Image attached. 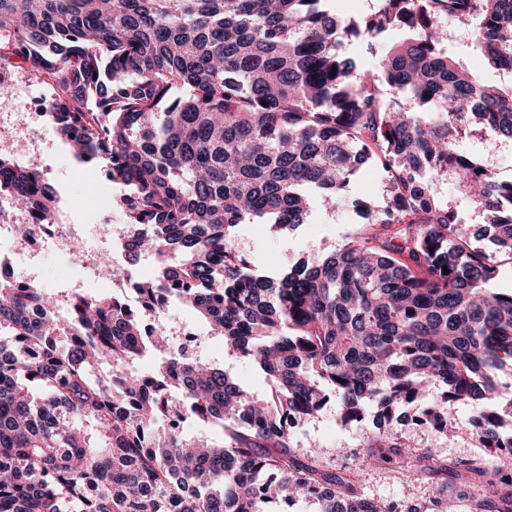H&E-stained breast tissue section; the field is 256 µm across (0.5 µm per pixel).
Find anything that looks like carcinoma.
<instances>
[{
	"mask_svg": "<svg viewBox=\"0 0 512 512\" xmlns=\"http://www.w3.org/2000/svg\"><path fill=\"white\" fill-rule=\"evenodd\" d=\"M324 0H0V67L51 81L47 113L76 158L123 188L130 230L119 270L130 295L66 294L0 282V512H272L302 497L318 512H442L371 502L355 470L336 473L291 432L330 397L365 427L413 407L450 434L448 403L479 407L485 448H511L512 292L489 287L512 259V180L465 154L464 130L512 143V0H376L367 12ZM469 31L460 51L444 20ZM408 37L383 48L388 33ZM356 40L379 68L345 56ZM477 47L508 79L468 73ZM383 171L379 202H355L356 236L320 261L272 276L240 256L235 229L304 223L311 195L346 203L357 170ZM452 179L494 250L441 199ZM0 197L49 221L58 195L38 170L0 156ZM154 261L149 280L135 276ZM447 267L449 273L442 272ZM192 307L269 385L258 396L222 365L171 346L147 318ZM150 357L137 375L128 361ZM343 382L336 381V378ZM433 386L441 396L426 401ZM218 427L206 447L171 404ZM363 455L480 489L468 512H512V459L449 465L415 456L393 429Z\"/></svg>",
	"mask_w": 512,
	"mask_h": 512,
	"instance_id": "cac0c4a2",
	"label": "carcinoma"
}]
</instances>
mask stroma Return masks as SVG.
I'll use <instances>...</instances> for the list:
<instances>
[{"label":"stroma","mask_w":512,"mask_h":512,"mask_svg":"<svg viewBox=\"0 0 512 512\" xmlns=\"http://www.w3.org/2000/svg\"><path fill=\"white\" fill-rule=\"evenodd\" d=\"M0 72L9 80L14 93L13 98L0 100V113L9 115L8 120L0 125L12 132L16 129V115L20 113L22 103L30 97L48 101L52 88L18 65ZM0 155L19 157L24 165L45 172L50 184L63 197L59 213L61 221L92 224L98 215L105 213L111 215L113 223H123L121 210L113 204L121 192L120 186L109 183L104 173L93 172L90 165L77 162L68 145L56 135H49L21 154L16 153L12 143L0 139ZM360 223V216L351 207L328 211L316 205L306 224L292 230L278 232L267 224L239 225L235 245L247 261L269 270H281L302 259H323L353 238ZM37 266L38 285L52 294L66 289L69 281L82 275L80 264L74 262L69 254L53 247L40 253ZM166 314L202 337L201 360L224 365L237 383L251 392H266L267 382L260 369L252 361L232 355L225 349L223 339L210 335L207 323L195 312L172 305ZM448 412L456 419V428L448 435L410 418L397 425L396 430L405 448L413 453L430 449L436 456L452 463L492 460L493 449L482 447L475 436L474 407L453 405ZM312 442L319 444L322 459L330 469L337 472L357 470L366 496L387 501H411L424 500L432 494L433 483L424 475L401 473L388 463L360 466L359 457L368 445L367 436L360 428L342 424L338 400H330L320 412L293 430L292 444L298 453H306L308 444Z\"/></svg>","instance_id":"1"}]
</instances>
